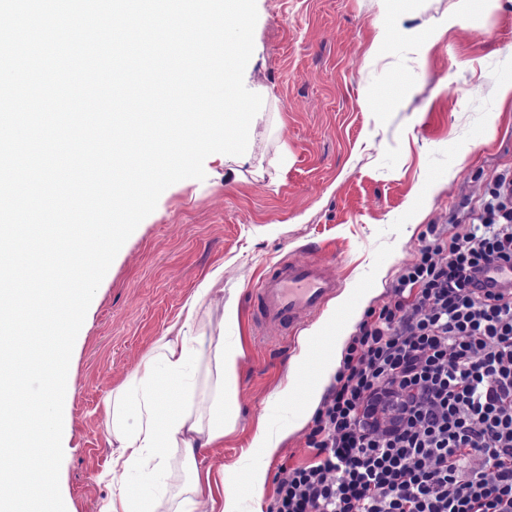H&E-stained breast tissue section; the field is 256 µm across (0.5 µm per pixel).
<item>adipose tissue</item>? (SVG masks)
<instances>
[{
  "mask_svg": "<svg viewBox=\"0 0 512 512\" xmlns=\"http://www.w3.org/2000/svg\"><path fill=\"white\" fill-rule=\"evenodd\" d=\"M208 355L213 368L215 406L218 418L204 419L199 412L182 410L164 416L157 398L156 367L182 382L191 363ZM240 344H225L223 336H195L181 329L164 338L151 352L148 362L130 373L105 402L112 433L113 472L127 473L149 466L161 448L182 449L187 458L199 451L220 448L224 435L235 424V389ZM239 494L226 486L223 476L212 473L193 478L189 495L176 512H198L201 503H209V512H237Z\"/></svg>",
  "mask_w": 512,
  "mask_h": 512,
  "instance_id": "obj_1",
  "label": "adipose tissue"
}]
</instances>
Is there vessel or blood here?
I'll list each match as a JSON object with an SVG mask.
<instances>
[{
  "instance_id": "b4317fda",
  "label": "vessel or blood",
  "mask_w": 512,
  "mask_h": 512,
  "mask_svg": "<svg viewBox=\"0 0 512 512\" xmlns=\"http://www.w3.org/2000/svg\"><path fill=\"white\" fill-rule=\"evenodd\" d=\"M479 293H512V264L488 263L475 277ZM339 287L323 258L304 262L287 259L254 292L255 318L290 335L320 312Z\"/></svg>"
}]
</instances>
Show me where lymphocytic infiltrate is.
Instances as JSON below:
<instances>
[{"label":"lymphocytic infiltrate","instance_id":"lymphocytic-infiltrate-1","mask_svg":"<svg viewBox=\"0 0 512 512\" xmlns=\"http://www.w3.org/2000/svg\"><path fill=\"white\" fill-rule=\"evenodd\" d=\"M492 260L512 262L511 169L360 324L270 512H512V297L470 277Z\"/></svg>","mask_w":512,"mask_h":512}]
</instances>
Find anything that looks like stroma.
I'll list each match as a JSON object with an SVG mask.
<instances>
[{"instance_id": "35a3bbf8", "label": "stroma", "mask_w": 512, "mask_h": 512, "mask_svg": "<svg viewBox=\"0 0 512 512\" xmlns=\"http://www.w3.org/2000/svg\"><path fill=\"white\" fill-rule=\"evenodd\" d=\"M246 87L263 98L245 154L209 155L204 180L168 187L124 243L77 335L63 411L60 490L66 512H110L112 436L104 403L180 320L203 276L224 269V298L238 315L199 316L193 333L223 326L241 343L239 417L224 445L163 467L129 472L137 512H172L194 468L223 466L246 488L266 472L272 504L281 467L312 454L310 426L291 429L302 396L288 378L313 381L317 364L290 374L297 338L258 328L253 288L281 261L317 255L341 290L380 309L431 225L477 200L495 172L512 168V0H256ZM185 384L157 379L172 411L199 409L203 364ZM291 433L272 457L252 448L259 421Z\"/></svg>"}]
</instances>
